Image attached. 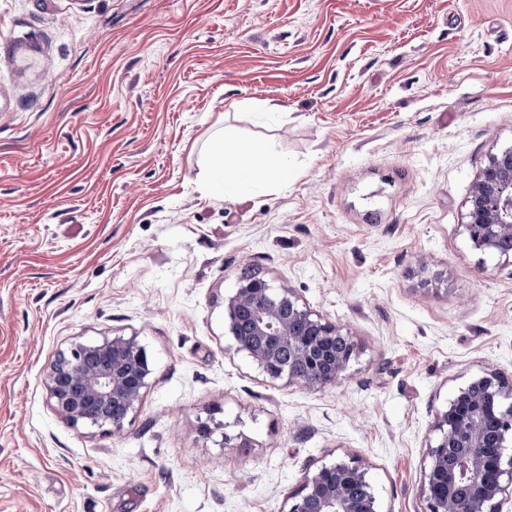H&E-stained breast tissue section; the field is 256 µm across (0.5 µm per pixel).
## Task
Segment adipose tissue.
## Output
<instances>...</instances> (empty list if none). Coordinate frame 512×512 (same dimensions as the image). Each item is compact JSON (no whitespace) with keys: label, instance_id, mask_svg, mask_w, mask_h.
Returning a JSON list of instances; mask_svg holds the SVG:
<instances>
[{"label":"adipose tissue","instance_id":"adipose-tissue-1","mask_svg":"<svg viewBox=\"0 0 512 512\" xmlns=\"http://www.w3.org/2000/svg\"><path fill=\"white\" fill-rule=\"evenodd\" d=\"M292 175V167L267 142L243 143L226 129L211 145L206 184L212 196L234 201Z\"/></svg>","mask_w":512,"mask_h":512}]
</instances>
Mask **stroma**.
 Instances as JSON below:
<instances>
[{
  "label": "stroma",
  "mask_w": 512,
  "mask_h": 512,
  "mask_svg": "<svg viewBox=\"0 0 512 512\" xmlns=\"http://www.w3.org/2000/svg\"><path fill=\"white\" fill-rule=\"evenodd\" d=\"M223 127L294 177L212 197ZM510 146L512 0H0V512H286L348 457L379 512H423L437 414L512 382V263L463 228ZM246 274L351 336L343 378L236 351ZM119 335L152 362L131 424L70 427L47 371Z\"/></svg>",
  "instance_id": "35a3bbf8"
}]
</instances>
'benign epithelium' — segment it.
<instances>
[{
	"mask_svg": "<svg viewBox=\"0 0 512 512\" xmlns=\"http://www.w3.org/2000/svg\"><path fill=\"white\" fill-rule=\"evenodd\" d=\"M463 224L474 249L512 258V148L489 155L467 199ZM236 351L270 379L315 388L341 379L355 354L350 336L302 307L294 293L244 277L225 304ZM151 374L136 337L78 342L58 355L46 376L51 408L73 428L96 427L115 436L130 423ZM512 386L495 374L459 390L434 424L425 474L424 512H501L512 485V464L501 448L512 434ZM288 512H377L362 460L351 457L306 470L288 496Z\"/></svg>",
	"mask_w": 512,
	"mask_h": 512,
	"instance_id": "benign-epithelium-1",
	"label": "benign epithelium"
}]
</instances>
